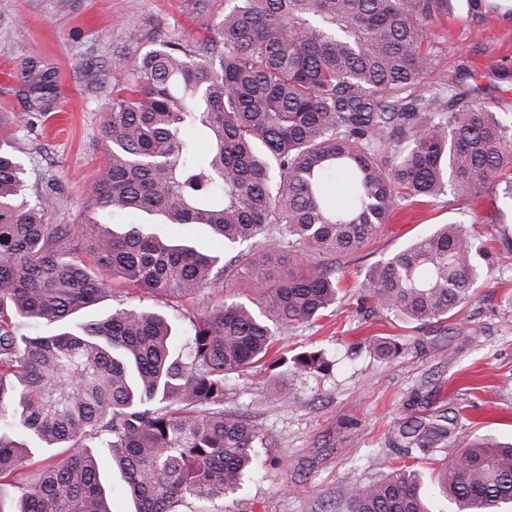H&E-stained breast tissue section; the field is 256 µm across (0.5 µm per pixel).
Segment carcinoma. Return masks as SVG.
<instances>
[{
	"mask_svg": "<svg viewBox=\"0 0 512 512\" xmlns=\"http://www.w3.org/2000/svg\"><path fill=\"white\" fill-rule=\"evenodd\" d=\"M223 50L168 43L113 67L126 73L101 110L112 144L81 224H49L53 199H29L23 165L0 150V512H112L109 460L134 512H213L262 461L257 424L224 413L231 372L264 367L277 336L336 303L343 258L397 210L442 196L489 200L512 224V115L473 103L459 76L427 82L429 25L451 0H227ZM479 26L512 18V0H466ZM118 224L120 231L102 229ZM197 226L248 245L227 264L155 226ZM493 264L451 221L371 267L370 311L424 327L448 319ZM191 299L230 294L248 276L259 311L232 301L190 319L173 348L170 315L115 307L79 321L106 292ZM57 325L46 335L23 326ZM327 367L323 353L294 360ZM448 404L399 422L394 448H443ZM65 457L42 464L40 454ZM450 512L512 504V443L462 441L427 477L402 469L353 491L350 512Z\"/></svg>",
	"mask_w": 512,
	"mask_h": 512,
	"instance_id": "obj_1",
	"label": "carcinoma"
}]
</instances>
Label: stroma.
Instances as JSON below:
<instances>
[{
    "label": "stroma",
    "instance_id": "35a3bbf8",
    "mask_svg": "<svg viewBox=\"0 0 512 512\" xmlns=\"http://www.w3.org/2000/svg\"><path fill=\"white\" fill-rule=\"evenodd\" d=\"M226 0H0V113H7L13 153L22 162L31 195L54 198L52 224L84 216L95 173L106 156L99 111L125 76L115 59H137L168 41L219 44L216 24ZM435 69L430 81L460 74L480 87L479 103L512 113V19L474 28L463 0L431 26ZM53 76L54 107L29 108L32 74ZM490 204L458 209L440 199L399 212L377 238L339 264L340 299L334 314L288 330L277 347L292 357L319 349L331 371L285 373L292 394L283 402L266 371L230 374L224 410L257 423L268 441V466L227 494L224 512H346L352 491L402 465L429 470L441 453L404 455L387 445L401 418L413 415L415 396L453 397L457 437L489 435L512 441V252L496 249L494 265L473 297L448 321L424 328L360 311L359 282L378 261L434 225L463 218L474 235L496 238ZM170 310L171 300L115 287L84 318L117 304ZM395 338L397 356L375 344Z\"/></svg>",
    "mask_w": 512,
    "mask_h": 512
}]
</instances>
